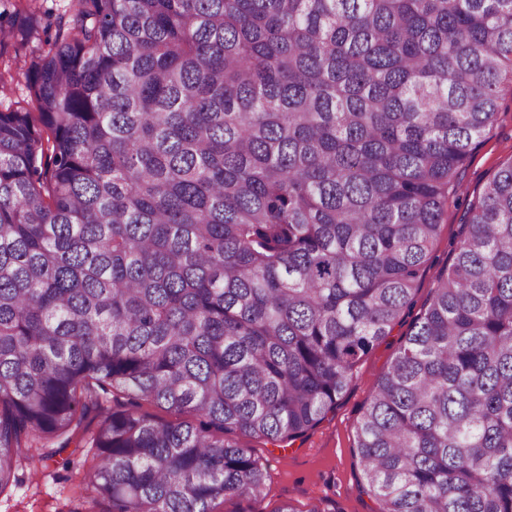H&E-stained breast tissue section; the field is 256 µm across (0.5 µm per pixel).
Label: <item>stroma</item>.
Wrapping results in <instances>:
<instances>
[{
  "label": "stroma",
  "instance_id": "stroma-1",
  "mask_svg": "<svg viewBox=\"0 0 512 512\" xmlns=\"http://www.w3.org/2000/svg\"><path fill=\"white\" fill-rule=\"evenodd\" d=\"M69 3L37 0L31 10L24 0H0V30L11 31L23 21L35 29L28 45L10 42L0 46V111L30 106L26 72L33 52L45 41L54 40L58 19L67 14ZM511 157L512 84H506L501 89L496 122L464 166L460 188L448 205V221L420 273L415 308L428 302L439 273L456 248L460 218L467 204L481 192L500 163ZM411 322V317H404L363 358L347 392L314 428L281 444L244 438V445L255 449L272 477L270 495L251 503L252 512H276L284 504L292 505L297 512H309L315 506L322 512H378L377 501L364 488L355 450L356 428L377 377L396 357ZM101 418V411L91 412L82 429L52 459L23 461L17 482L0 492V512H90L86 479L98 463L90 438Z\"/></svg>",
  "mask_w": 512,
  "mask_h": 512
}]
</instances>
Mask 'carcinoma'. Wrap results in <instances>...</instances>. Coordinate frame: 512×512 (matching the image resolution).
<instances>
[{
  "label": "carcinoma",
  "mask_w": 512,
  "mask_h": 512,
  "mask_svg": "<svg viewBox=\"0 0 512 512\" xmlns=\"http://www.w3.org/2000/svg\"><path fill=\"white\" fill-rule=\"evenodd\" d=\"M71 2L0 111V492L100 391L105 512L265 497L235 437L308 431L413 307L512 82V0ZM356 450L380 512H512V158Z\"/></svg>",
  "instance_id": "1"
}]
</instances>
